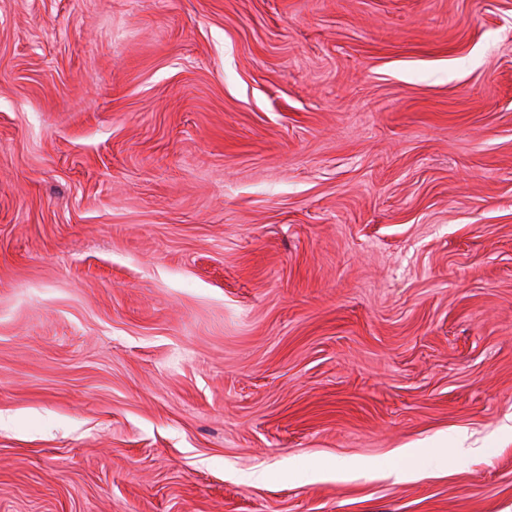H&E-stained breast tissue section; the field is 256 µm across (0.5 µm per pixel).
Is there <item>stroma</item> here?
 Instances as JSON below:
<instances>
[{
    "label": "stroma",
    "instance_id": "35a3bbf8",
    "mask_svg": "<svg viewBox=\"0 0 512 512\" xmlns=\"http://www.w3.org/2000/svg\"><path fill=\"white\" fill-rule=\"evenodd\" d=\"M0 512H512V0H0ZM415 455V448H397L393 451V457L400 458V463H395L388 467L387 476L394 477L396 481H406L412 476L414 472L411 470L405 461L410 460Z\"/></svg>",
    "mask_w": 512,
    "mask_h": 512
}]
</instances>
